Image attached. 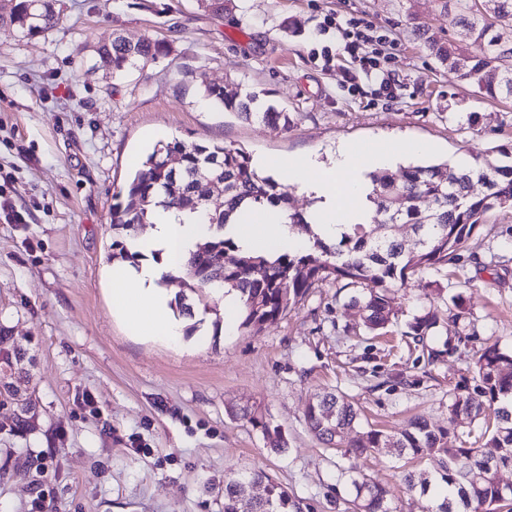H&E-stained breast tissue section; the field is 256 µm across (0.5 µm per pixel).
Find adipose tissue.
Here are the masks:
<instances>
[{"instance_id":"1","label":"adipose tissue","mask_w":512,"mask_h":512,"mask_svg":"<svg viewBox=\"0 0 512 512\" xmlns=\"http://www.w3.org/2000/svg\"><path fill=\"white\" fill-rule=\"evenodd\" d=\"M393 160L386 149L361 151L342 146L329 167L309 156L278 159L274 165L288 180L300 183L316 196L317 203L306 219L315 224L320 235L332 238L342 225L365 220L372 208L365 173ZM232 230L246 247L285 248L293 243L284 214L273 222L261 218L248 225L236 224ZM207 233L206 225L197 223L192 215L160 207L151 217L148 232L133 243L143 256L140 266L113 264L109 273L110 304L114 313L127 317L135 337L180 344L182 322L173 315L170 297L159 281L162 274L181 271L195 244Z\"/></svg>"}]
</instances>
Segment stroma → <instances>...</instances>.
<instances>
[{"label":"stroma","instance_id":"35a3bbf8","mask_svg":"<svg viewBox=\"0 0 512 512\" xmlns=\"http://www.w3.org/2000/svg\"><path fill=\"white\" fill-rule=\"evenodd\" d=\"M59 23L32 39L0 26V196L27 214L0 221V351L22 347L23 372L4 380L36 407L25 429L0 410V512H35L38 490L57 512H223L211 479L264 470L301 512H347L342 459L308 430L312 397L342 392L363 421L393 430L415 416L448 429V444L481 441V422L450 420L451 394L473 389L478 351H512V207L490 211L456 263L410 275L391 293L387 336L361 330L351 288L311 289L287 316L249 328L208 294L195 333L176 346L133 337L113 315L114 194L161 141L234 144L253 157L310 155L395 140L431 144L420 163L464 152L495 160L512 143V100L493 98L432 59L423 33L458 30L437 0H58ZM369 22L394 93L358 78L324 18ZM164 41L168 55L124 77L94 50L114 36ZM246 86L292 118L288 132L215 109L201 81ZM461 304L464 332L428 337L422 357L406 323L427 305ZM258 407L286 442L275 453L242 419ZM390 487L400 512H430L407 492L394 454L354 460Z\"/></svg>","mask_w":512,"mask_h":512}]
</instances>
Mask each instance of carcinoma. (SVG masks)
<instances>
[{
    "instance_id": "carcinoma-1",
    "label": "carcinoma",
    "mask_w": 512,
    "mask_h": 512,
    "mask_svg": "<svg viewBox=\"0 0 512 512\" xmlns=\"http://www.w3.org/2000/svg\"><path fill=\"white\" fill-rule=\"evenodd\" d=\"M56 0H16L10 12L0 15L30 39L51 30L56 20ZM440 14L451 17L463 38L451 41L428 36L424 44L429 55L442 67L467 82L483 86L495 97H512V45L492 33L489 17L512 14V0H441ZM98 57L113 74H123L139 63L156 60L168 53L161 40L143 39L128 43L116 38L97 48ZM466 58H461V55ZM205 97L216 107L249 121L258 119L271 129L286 132L290 113L278 109L247 90L228 93L224 87L203 83ZM496 164H475L469 169L447 163L408 166L394 173L389 170L369 174L372 209L368 220L352 224L336 239L325 242L312 236L293 250L265 256L243 255L237 240L224 232L243 208H273L288 211V194L272 177L263 174L251 153L232 144L187 145L182 141L159 144L141 161L125 188L112 205V230L126 236L115 240L119 248L112 258L136 263L140 254L129 248L136 226L150 222L155 207L176 208L201 213L211 235L185 262L190 294L175 298L180 315L195 316L203 302L199 291L222 287L239 295L240 326L275 321L288 314L310 289L332 282L359 288L351 300L363 312V326L371 332L385 329L391 321L388 292L405 283L408 275L458 259L467 240L484 224L486 214L512 206V148L502 145ZM208 178L223 182L224 199L213 204L202 201L199 184ZM431 200L429 211L420 208L422 199ZM408 225L420 245L405 250L398 227ZM441 324L435 308L423 310L408 324L412 336H433ZM477 384L473 391L456 394L448 413L458 419L479 420L493 417L486 431L485 451L480 447H448V431L435 427L422 417L410 419L396 430L370 428L355 438L360 425L355 402L341 392H326L310 399L304 412L308 429L323 444L341 449L345 459L359 458L382 449L398 456H437L435 473L408 472V490L434 493V512H481V506L498 498L497 475L512 471V351L496 345L485 347L476 362ZM0 408L9 409L18 429L28 423L29 405H21L16 393L0 392ZM242 416L268 440L272 451H283L280 426L263 412L245 408ZM265 484V496L255 498L248 488ZM355 496L353 512H397L390 488L364 475L350 477ZM224 512H300L288 489L265 472L230 474L224 477Z\"/></svg>"
}]
</instances>
